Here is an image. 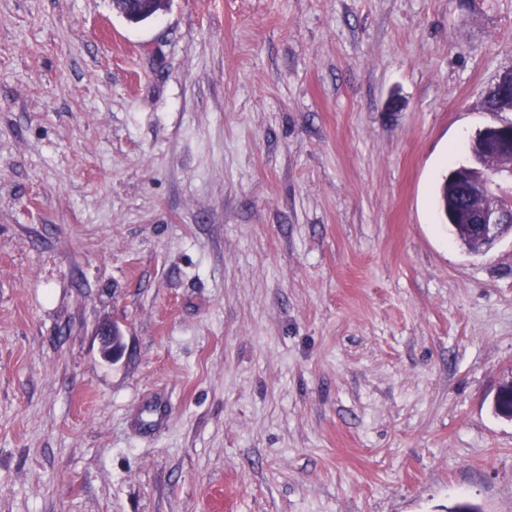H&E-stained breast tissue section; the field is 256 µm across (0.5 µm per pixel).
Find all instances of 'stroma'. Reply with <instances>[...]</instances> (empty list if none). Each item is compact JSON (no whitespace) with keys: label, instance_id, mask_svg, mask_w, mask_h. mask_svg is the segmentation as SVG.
I'll return each instance as SVG.
<instances>
[{"label":"stroma","instance_id":"35a3bbf8","mask_svg":"<svg viewBox=\"0 0 512 512\" xmlns=\"http://www.w3.org/2000/svg\"><path fill=\"white\" fill-rule=\"evenodd\" d=\"M509 68L512 0H0V512H512L436 207ZM132 1H141L144 3L140 5L141 11L134 15L129 14L131 10L130 3ZM112 3L114 7L118 9V13H120L127 19L128 15L142 16L154 14L155 16H157L168 8L170 0H113ZM118 335V330L111 324H104L100 326L97 330V336L100 341V350L102 356L107 360H114L118 355V350H112V336ZM117 337V345L116 347L119 349H124V343H122V336Z\"/></svg>","mask_w":512,"mask_h":512}]
</instances>
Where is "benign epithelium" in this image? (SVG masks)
<instances>
[{"instance_id": "benign-epithelium-1", "label": "benign epithelium", "mask_w": 512, "mask_h": 512, "mask_svg": "<svg viewBox=\"0 0 512 512\" xmlns=\"http://www.w3.org/2000/svg\"><path fill=\"white\" fill-rule=\"evenodd\" d=\"M484 133L494 140L504 141L507 147L512 148L511 121L489 126L484 129ZM503 183L512 184V167L501 168L489 176H483L477 182L465 184L461 189L465 197H485L484 205L470 214L468 227L486 247L492 246L507 235L512 236V201H505L500 197L499 186ZM116 335L118 330L111 324H104L97 330L101 354L107 360L119 355V351L112 349V337Z\"/></svg>"}]
</instances>
